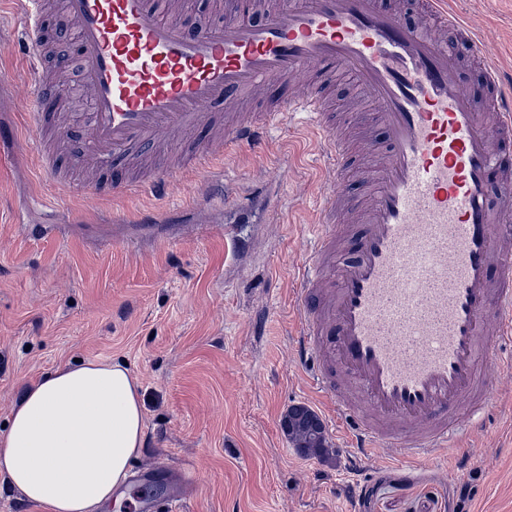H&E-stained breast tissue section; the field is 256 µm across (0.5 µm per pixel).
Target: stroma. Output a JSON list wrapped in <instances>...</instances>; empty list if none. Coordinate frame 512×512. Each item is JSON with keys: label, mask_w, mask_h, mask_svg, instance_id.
Listing matches in <instances>:
<instances>
[{"label": "stroma", "mask_w": 512, "mask_h": 512, "mask_svg": "<svg viewBox=\"0 0 512 512\" xmlns=\"http://www.w3.org/2000/svg\"><path fill=\"white\" fill-rule=\"evenodd\" d=\"M489 36L512 71V0H451ZM22 25L0 11V80L27 98L12 55ZM303 117L269 128L261 152L224 160V191L182 182L151 191L56 200L30 145L24 173L0 159V424L24 389L74 360L125 362L144 404L143 449L109 512H512V378L484 432L458 458L350 464L346 438L303 457L281 429L295 404L313 406L297 355L293 290L325 189ZM171 211L162 224L135 212ZM68 211L57 238L24 236Z\"/></svg>", "instance_id": "1"}]
</instances>
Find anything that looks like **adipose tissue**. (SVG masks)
Wrapping results in <instances>:
<instances>
[{
  "instance_id": "1",
  "label": "adipose tissue",
  "mask_w": 512,
  "mask_h": 512,
  "mask_svg": "<svg viewBox=\"0 0 512 512\" xmlns=\"http://www.w3.org/2000/svg\"><path fill=\"white\" fill-rule=\"evenodd\" d=\"M143 440L140 386L128 367L86 360L25 389L0 435V470L42 512H106Z\"/></svg>"
}]
</instances>
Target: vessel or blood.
<instances>
[{
    "label": "vessel or blood",
    "mask_w": 512,
    "mask_h": 512,
    "mask_svg": "<svg viewBox=\"0 0 512 512\" xmlns=\"http://www.w3.org/2000/svg\"><path fill=\"white\" fill-rule=\"evenodd\" d=\"M23 17L21 65L44 66L43 0H9ZM184 0H63L76 33L79 90L90 109L73 114V149L88 166L59 194L163 197L177 176L223 185L218 159L262 149L279 117L306 115L330 183L295 299L298 356L367 461L384 449L428 460L482 428L496 379L512 374V94L487 39L446 0H225L222 23L190 33ZM456 33L479 61L490 94L479 111L448 54ZM341 68L368 93L370 121L348 140L313 91L283 95L262 112L248 101L300 73ZM59 84L39 82L22 105L23 128L0 132V157L53 127ZM222 132L182 171L140 181L111 171L164 152L200 127ZM387 147L367 148L372 126ZM372 157L368 189L340 184L352 144Z\"/></svg>",
    "instance_id": "vessel-or-blood-1"
}]
</instances>
